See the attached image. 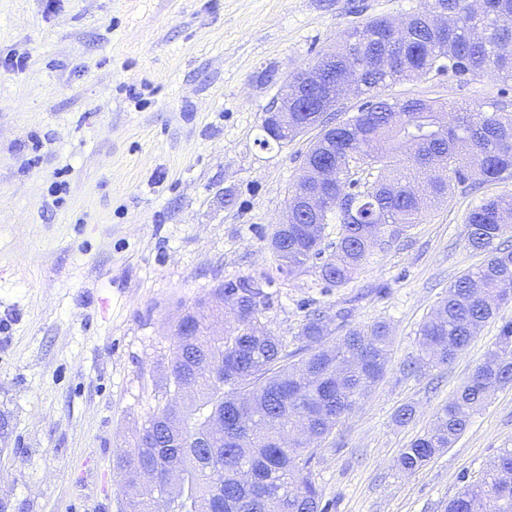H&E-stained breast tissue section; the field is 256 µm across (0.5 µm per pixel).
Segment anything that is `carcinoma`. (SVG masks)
<instances>
[{
    "label": "carcinoma",
    "instance_id": "cac0c4a2",
    "mask_svg": "<svg viewBox=\"0 0 512 512\" xmlns=\"http://www.w3.org/2000/svg\"><path fill=\"white\" fill-rule=\"evenodd\" d=\"M451 19L434 28L429 11L392 26L384 17L344 34L320 56L336 64V95L346 84L344 66L361 63L353 94L357 112L328 130L317 122L318 88L299 86L304 112L288 105V130H317L270 248L280 269L294 274L312 263L328 287L348 284L366 263L382 233L396 239L421 223L432 205L447 199L451 183L512 179V115L496 103L474 110L463 103L383 95L389 85L431 73L455 76L491 71L512 82V0H440ZM336 163V196L351 194L347 207L327 202L316 208L309 195L326 183L317 178ZM363 164L370 179L354 177ZM512 212V194L487 198L467 218L469 246L486 253L475 269L448 286V296L419 332L421 367L446 366L512 299V250L494 242L512 226L499 222ZM340 224L334 250L321 248L326 224ZM228 298L222 310L211 299L183 310L177 322H193L195 335L175 336L159 405L129 441L117 469L123 481L145 467L152 479L128 503L129 512H152L160 495L169 512H323L322 493L312 478L314 451L339 419L382 378L391 347L390 326L378 321L347 329L328 346L330 319L306 316L299 349L290 352L263 322L270 296L263 282L236 279L211 294ZM227 362L224 382L197 372L203 360ZM512 384V321L499 342L456 397L443 406L434 426L403 449L398 468L412 473L451 447L471 415L496 389ZM224 418V446L203 448L211 421ZM512 509V450L504 451L482 480L453 499L447 512H509Z\"/></svg>",
    "mask_w": 512,
    "mask_h": 512
}]
</instances>
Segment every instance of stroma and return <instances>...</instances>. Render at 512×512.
<instances>
[{"mask_svg": "<svg viewBox=\"0 0 512 512\" xmlns=\"http://www.w3.org/2000/svg\"><path fill=\"white\" fill-rule=\"evenodd\" d=\"M425 0H0V501L9 512H126L114 462L158 404L184 307L224 281H264L270 331L296 350L314 310L383 321V378L316 449L327 512H445L512 448V384L455 443L399 471L412 439L512 321L503 304L447 366L410 370L418 330L484 259L466 218L512 181L467 182L376 249L348 284L278 269L270 238L313 139L261 147L290 71L353 27ZM494 74L400 81L386 95L481 109ZM413 406L414 420H394Z\"/></svg>", "mask_w": 512, "mask_h": 512, "instance_id": "obj_1", "label": "stroma"}]
</instances>
